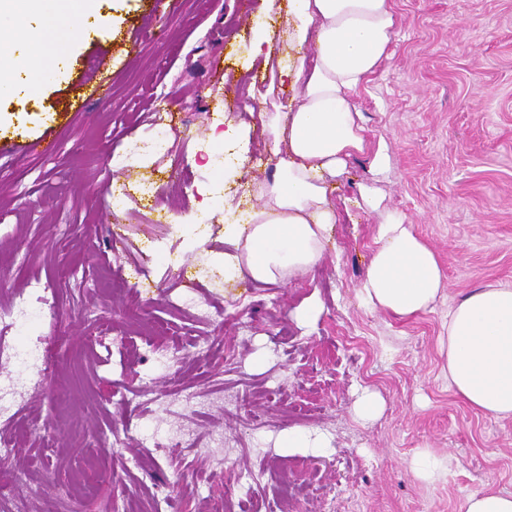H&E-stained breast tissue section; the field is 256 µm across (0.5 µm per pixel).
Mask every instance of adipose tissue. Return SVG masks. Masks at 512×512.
<instances>
[{
	"label": "adipose tissue",
	"mask_w": 512,
	"mask_h": 512,
	"mask_svg": "<svg viewBox=\"0 0 512 512\" xmlns=\"http://www.w3.org/2000/svg\"><path fill=\"white\" fill-rule=\"evenodd\" d=\"M97 0H0V87L25 76L38 94L45 71L61 64L80 26H107ZM287 57L262 66L296 94L262 107L259 120L277 158L262 203L224 227L214 264L225 281L276 284L321 262L338 222L332 194L346 160L365 148L354 97L380 65L394 36L391 0H286ZM444 286L433 250L411 225L383 213L357 298L372 311L405 319L426 312ZM453 393L494 418L512 417V288L465 295L439 340Z\"/></svg>",
	"instance_id": "adipose-tissue-1"
}]
</instances>
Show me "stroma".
Listing matches in <instances>:
<instances>
[{"label": "stroma", "instance_id": "obj_1", "mask_svg": "<svg viewBox=\"0 0 512 512\" xmlns=\"http://www.w3.org/2000/svg\"><path fill=\"white\" fill-rule=\"evenodd\" d=\"M392 2L390 55L356 98L367 143L336 181L338 222L314 273L284 284L227 283L213 268L225 223L245 220L274 172L254 115L270 82L257 42L288 52L269 0H99L110 24L81 29L67 77L0 99V310L36 287L46 298L5 341L53 349L52 377L89 399L18 392L28 512H150L163 497L172 512H461L485 484L512 493V419L459 400L439 350L466 292L512 288V0ZM100 83L105 99L52 112ZM42 137L54 149L31 151ZM381 143L383 206L446 275L411 319L356 295L381 221L358 206L359 186ZM177 260L198 290L172 279ZM187 293L208 319L177 307ZM313 294L320 314L298 323ZM187 388L204 400L188 415L132 400ZM366 390L384 406L363 422L352 406ZM106 427L125 434L123 451L100 441ZM61 428L66 442L48 446ZM291 428L329 445L278 447ZM217 430L223 445L208 446ZM423 448L443 467L430 484L409 468Z\"/></svg>", "mask_w": 512, "mask_h": 512}]
</instances>
